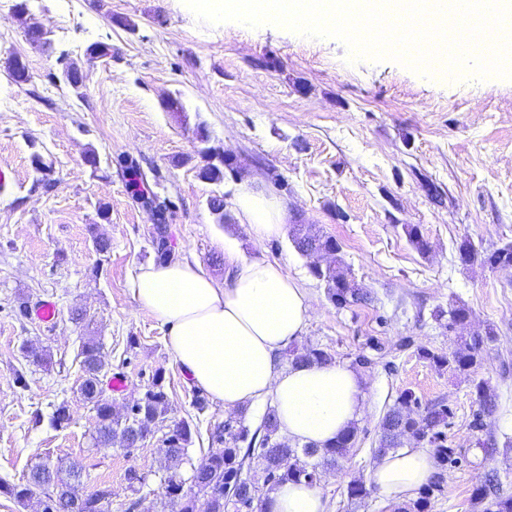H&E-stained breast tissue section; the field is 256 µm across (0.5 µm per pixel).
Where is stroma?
I'll use <instances>...</instances> for the list:
<instances>
[{"mask_svg": "<svg viewBox=\"0 0 512 512\" xmlns=\"http://www.w3.org/2000/svg\"><path fill=\"white\" fill-rule=\"evenodd\" d=\"M17 3L0 0V482L23 485L37 464L75 462L83 493L110 490L106 512H162L161 440L173 424L191 427L177 468L186 483L217 424L261 425L264 405L196 408L197 386L170 354L167 326L133 296L138 268L156 259L161 224L175 259L196 260L215 279L226 276L231 250L280 264L310 306L296 346L338 363L371 359L355 444L317 486L330 512H390L378 489L354 502L346 486L368 479L379 423L406 389L448 406V445L459 451L431 512H474L472 493L490 473L512 494V270L462 264L457 250L465 239L488 252L512 241V80H481L466 67L452 75L391 60L352 64L337 39L202 23L184 0H28L23 14ZM38 24L51 30L48 46L28 39ZM95 41L112 55L91 65L85 50ZM16 55L32 73L22 85L9 76ZM68 66L78 68L79 88L65 83ZM171 96L183 111H166ZM205 149L235 155L259 191L287 203L290 223L334 237L371 302L336 308L290 238L259 243L245 225L220 222L208 200L231 194L236 180L203 179ZM91 150L93 166L84 159ZM408 225L426 252L409 242ZM98 235L108 252L97 251ZM46 299L58 311L50 323L33 314ZM455 300L471 318L453 333L433 314ZM75 309L83 321H72ZM489 328L496 339L477 375L498 406L477 428L466 377L437 372L419 351L449 353L458 337ZM89 338L102 346L105 377L126 382L108 394L115 413L162 374L169 410L144 445L95 447V412L80 392ZM26 343L49 361L24 357ZM61 404L71 422L56 430L49 416ZM491 437L499 450L489 455L482 443ZM132 468L147 477L136 493Z\"/></svg>", "mask_w": 512, "mask_h": 512, "instance_id": "obj_1", "label": "stroma"}]
</instances>
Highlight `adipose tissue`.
<instances>
[{
	"instance_id": "1",
	"label": "adipose tissue",
	"mask_w": 512,
	"mask_h": 512,
	"mask_svg": "<svg viewBox=\"0 0 512 512\" xmlns=\"http://www.w3.org/2000/svg\"><path fill=\"white\" fill-rule=\"evenodd\" d=\"M233 205L254 240L286 234L288 207L239 180ZM133 295L141 308L168 325L166 345L193 381L225 410L273 398L281 434L301 446H322L358 420L362 376L340 363L282 368L281 352L301 335L310 306L304 289L281 265L234 256L228 278L206 275L182 260L139 268ZM432 472L422 448L407 446L381 458L370 479L393 500L412 497ZM267 512H326L318 490L306 483L279 485Z\"/></svg>"
}]
</instances>
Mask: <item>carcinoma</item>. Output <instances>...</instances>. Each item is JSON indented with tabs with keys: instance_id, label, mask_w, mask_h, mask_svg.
Instances as JSON below:
<instances>
[{
	"instance_id": "obj_1",
	"label": "carcinoma",
	"mask_w": 512,
	"mask_h": 512,
	"mask_svg": "<svg viewBox=\"0 0 512 512\" xmlns=\"http://www.w3.org/2000/svg\"><path fill=\"white\" fill-rule=\"evenodd\" d=\"M88 62L112 56V45L97 42L86 50ZM201 176L214 183L224 180V158L218 163L202 167ZM292 243L300 252L308 250H332L335 253L331 265L323 270L318 279L325 282L329 300L339 309L366 303L371 300L370 292L355 281L340 256V245L331 236L312 233L303 224L292 228ZM163 226L157 227L154 244L157 261L164 263L174 259L169 245L164 242ZM462 263L475 261L491 269H512V243L490 251L482 252L464 239L458 245ZM471 313L465 304L457 302L448 311L439 310L435 318H447L445 327L453 330L467 323ZM495 332L489 328L485 336H460L458 348L447 354L427 348L420 349L419 357L437 371L451 370L469 375L481 364V347L493 341ZM84 378L80 385L84 399L91 403L96 413L92 438L97 447L135 448L150 434L151 425L159 422L168 410V394L163 377L153 378L142 395L132 406V412L124 417L112 413L106 403L101 375L105 369L101 347L98 342L88 339L81 344ZM292 365L326 364L331 355L319 348L293 346L286 351ZM472 392L479 403L474 427L482 425L480 417L496 409L497 395L484 380L472 381ZM451 412L443 403L422 406L419 398L410 390L402 391L395 404L380 422V439L377 452L384 455L403 447L402 435L413 436L415 444L430 449L433 468L429 481L420 489L419 496L411 501L391 505V512H431L432 500L443 492L448 464L456 462L457 449L448 447L445 433ZM357 435L355 427L348 428L336 440L322 447H299L279 435L275 410L267 412L255 431L244 425L242 420L226 427L220 423L214 427L212 441L217 447L209 450L205 458L194 468L189 490L170 479L165 486L164 497L172 504H178L177 512H265L264 505L269 493L284 482H305L317 485L322 471L334 467L352 448ZM191 430L182 421L165 433L161 451L167 462L181 461L190 443ZM257 460L265 473L264 484L253 485L247 494L241 493L245 466ZM67 477H61L62 472ZM81 469L75 463L67 466L58 464L52 469L46 464L35 466L27 484L23 486L0 484V493L11 496L23 504L38 489L43 497L56 501L57 512H104L103 500L108 492L100 490L95 494L80 496ZM497 476L487 479V484L476 488L473 505L479 512H512V495L500 493L496 488Z\"/></svg>"
}]
</instances>
